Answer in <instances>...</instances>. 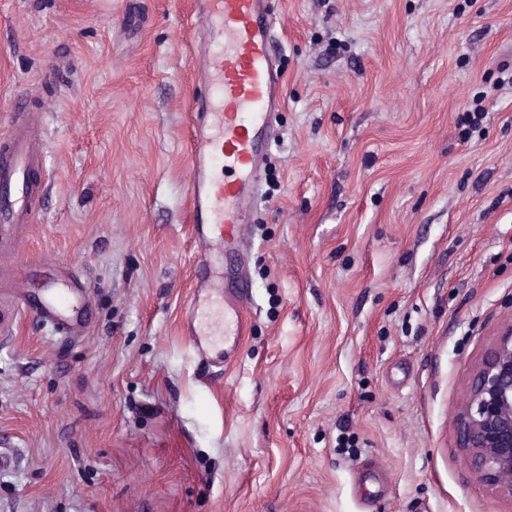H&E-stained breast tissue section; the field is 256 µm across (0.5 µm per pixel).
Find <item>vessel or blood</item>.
<instances>
[{
	"label": "vessel or blood",
	"instance_id": "1",
	"mask_svg": "<svg viewBox=\"0 0 512 512\" xmlns=\"http://www.w3.org/2000/svg\"><path fill=\"white\" fill-rule=\"evenodd\" d=\"M197 23L201 38L191 67L205 93L192 102L189 198L191 235L200 253L182 330L196 355L218 367V342L233 346L246 335L252 295L223 287L221 261L226 247L243 242L260 200L270 121L283 102L282 77L271 51L267 0H198ZM46 152L39 122L25 97L15 96L0 128V226L35 223L30 188ZM83 294L50 286L41 297H28L26 308L67 336H80L87 330L79 311Z\"/></svg>",
	"mask_w": 512,
	"mask_h": 512
}]
</instances>
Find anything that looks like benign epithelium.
Here are the masks:
<instances>
[{
	"label": "benign epithelium",
	"mask_w": 512,
	"mask_h": 512,
	"mask_svg": "<svg viewBox=\"0 0 512 512\" xmlns=\"http://www.w3.org/2000/svg\"><path fill=\"white\" fill-rule=\"evenodd\" d=\"M457 437L479 477L512 492V327L473 373Z\"/></svg>",
	"instance_id": "7a95c632"
}]
</instances>
